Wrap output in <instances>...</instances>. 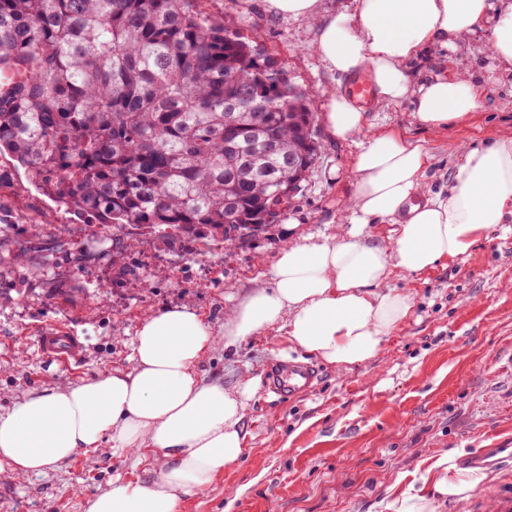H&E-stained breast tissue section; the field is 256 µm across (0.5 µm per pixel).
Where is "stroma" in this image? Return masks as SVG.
I'll return each instance as SVG.
<instances>
[{
  "mask_svg": "<svg viewBox=\"0 0 512 512\" xmlns=\"http://www.w3.org/2000/svg\"><path fill=\"white\" fill-rule=\"evenodd\" d=\"M203 7L274 57L313 103L348 90L349 80H337L311 51L307 22L271 14L263 0H204ZM491 33L484 24L466 44L409 63L415 83L468 71L479 85L477 110L443 134L417 123L411 100L363 105L367 130L424 140L432 189L447 186L462 152L512 137V72L489 55ZM318 130V159L301 192L278 224L243 242L84 223L0 153V409L104 369L132 371L138 327L166 308L190 305L223 333L225 311L269 275L282 248L333 234L343 221L356 143L332 140L326 125ZM391 283L410 294V318L373 361L347 372L320 364L318 385L302 396L275 403L259 390L274 357L304 355L274 329L201 363V377L225 389L251 384L246 452L184 496L181 512H383L385 502L433 480L442 456L461 466L512 443V223L489 231L470 254L421 275L394 273ZM58 326L81 345L69 366L37 347L38 336ZM157 471L154 459L118 458L106 447L25 480L1 469L0 512H86L112 479L148 484ZM509 493L512 461L469 498L441 501L436 512H470Z\"/></svg>",
  "mask_w": 512,
  "mask_h": 512,
  "instance_id": "stroma-1",
  "label": "stroma"
}]
</instances>
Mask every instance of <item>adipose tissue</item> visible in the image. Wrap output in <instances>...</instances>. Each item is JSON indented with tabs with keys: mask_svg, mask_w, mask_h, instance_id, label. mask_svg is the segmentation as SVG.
<instances>
[{
	"mask_svg": "<svg viewBox=\"0 0 512 512\" xmlns=\"http://www.w3.org/2000/svg\"><path fill=\"white\" fill-rule=\"evenodd\" d=\"M265 8L309 22L313 50L330 73L369 71L379 103L411 100L430 133L478 108L472 75H439L415 86L407 64L421 50L467 40L493 10L490 0H355L353 12L329 17L320 0H265ZM321 109L332 139H360L345 225L281 250L270 281L226 313L223 334L214 335L196 309H165L140 324L133 371L103 370L0 411V467L27 478L105 443L118 457L148 450L164 460L157 478L148 485L113 480L87 512H180L183 494L209 484L245 452L241 421L251 387L232 392L222 381H205L198 371L204 357L275 328L292 346L350 370L374 359L411 315L410 295L390 284L393 272H428L512 222V138L465 151L448 189L434 192L426 183L432 157L421 140L390 130L363 135L366 115L343 92ZM387 218L395 221L388 237L363 240L367 224ZM436 466L430 495L402 493L386 512H434L437 499L465 498L486 479L448 456Z\"/></svg>",
	"mask_w": 512,
	"mask_h": 512,
	"instance_id": "obj_1",
	"label": "adipose tissue"
}]
</instances>
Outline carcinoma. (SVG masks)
<instances>
[{
    "mask_svg": "<svg viewBox=\"0 0 512 512\" xmlns=\"http://www.w3.org/2000/svg\"><path fill=\"white\" fill-rule=\"evenodd\" d=\"M201 2L0 0V152L90 224L250 237L316 113ZM229 112L269 119L243 139Z\"/></svg>",
    "mask_w": 512,
    "mask_h": 512,
    "instance_id": "cac0c4a2",
    "label": "carcinoma"
}]
</instances>
